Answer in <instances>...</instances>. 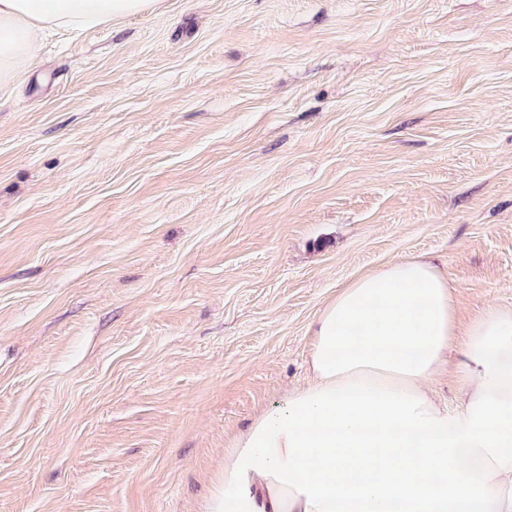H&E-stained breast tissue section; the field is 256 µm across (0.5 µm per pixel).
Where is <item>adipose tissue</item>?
I'll list each match as a JSON object with an SVG mask.
<instances>
[{
  "label": "adipose tissue",
  "instance_id": "adipose-tissue-1",
  "mask_svg": "<svg viewBox=\"0 0 512 512\" xmlns=\"http://www.w3.org/2000/svg\"><path fill=\"white\" fill-rule=\"evenodd\" d=\"M153 0H0V86L47 30L97 27ZM311 382L224 450L207 512H512V308L458 334L453 285L411 258L360 274L321 310ZM461 406L433 396L451 346Z\"/></svg>",
  "mask_w": 512,
  "mask_h": 512
}]
</instances>
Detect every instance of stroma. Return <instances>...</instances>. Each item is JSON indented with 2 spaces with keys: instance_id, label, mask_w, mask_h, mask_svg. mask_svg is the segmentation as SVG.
<instances>
[{
  "instance_id": "stroma-1",
  "label": "stroma",
  "mask_w": 512,
  "mask_h": 512,
  "mask_svg": "<svg viewBox=\"0 0 512 512\" xmlns=\"http://www.w3.org/2000/svg\"><path fill=\"white\" fill-rule=\"evenodd\" d=\"M512 307V0H159L0 91V512H205L340 288Z\"/></svg>"
}]
</instances>
